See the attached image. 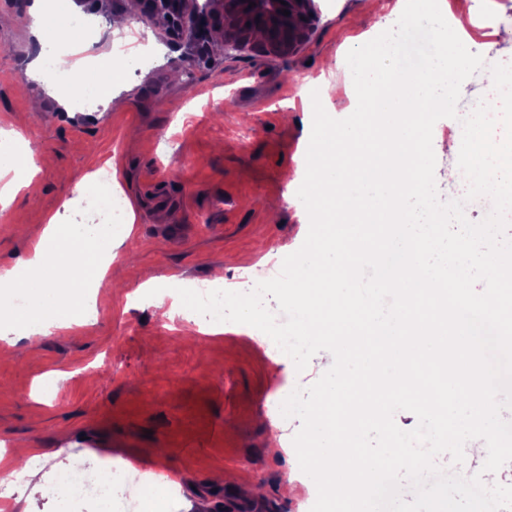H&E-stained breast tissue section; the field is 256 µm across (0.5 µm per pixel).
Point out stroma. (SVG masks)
I'll return each instance as SVG.
<instances>
[{"instance_id":"1","label":"stroma","mask_w":512,"mask_h":512,"mask_svg":"<svg viewBox=\"0 0 512 512\" xmlns=\"http://www.w3.org/2000/svg\"><path fill=\"white\" fill-rule=\"evenodd\" d=\"M29 2L0 0L10 19L0 26V154L17 163L10 177L32 179L0 212V271H25L48 216L78 228L107 223L103 207L83 200L100 188L106 162L135 223L127 237L112 226L121 243L92 279L94 306L77 330L52 331L25 351L0 298V449L27 441L41 459L8 512H60L44 493L48 479L76 462L124 458L176 475L174 512L201 495L222 502L232 491L216 480L224 472L263 486L247 512H310L316 488L295 456L272 455L268 443L292 441L301 423L280 405L330 368L331 353L300 371L258 329L227 322L216 334L200 314L157 316L151 300L155 289L206 283L218 269L249 291V260L263 278L279 274L308 232L290 186L306 171L311 133L301 96L318 91L339 113L356 107V95L336 97L352 82L346 55L396 23V0H316L314 30L285 58L225 53L214 22L198 47L164 43L135 0H67L89 23L84 66L112 87L109 102L80 108L54 76L30 74L41 50L69 61L73 48L37 42ZM446 2L471 52L512 64V43L499 36L512 27V0ZM117 41L131 44L132 62L113 59ZM469 82L460 117L485 99L488 70ZM459 119L438 120L435 133L461 138Z\"/></svg>"}]
</instances>
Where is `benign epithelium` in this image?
I'll return each mask as SVG.
<instances>
[{
    "instance_id": "benign-epithelium-1",
    "label": "benign epithelium",
    "mask_w": 512,
    "mask_h": 512,
    "mask_svg": "<svg viewBox=\"0 0 512 512\" xmlns=\"http://www.w3.org/2000/svg\"><path fill=\"white\" fill-rule=\"evenodd\" d=\"M219 1L224 10L222 28L227 53L259 49L269 55L286 57L308 39L318 18L314 0H139V4L162 39L172 44L199 39L201 26L211 18ZM252 2L255 3L252 11L267 28L277 31L285 25L292 26L288 39L256 38L255 32L240 21L242 7ZM283 9L289 15H283Z\"/></svg>"
}]
</instances>
